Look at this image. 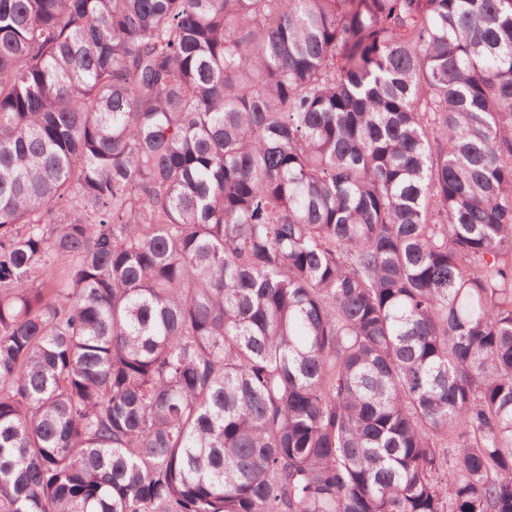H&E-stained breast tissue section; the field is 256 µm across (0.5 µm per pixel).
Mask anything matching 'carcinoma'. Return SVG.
I'll return each mask as SVG.
<instances>
[{
    "instance_id": "cac0c4a2",
    "label": "carcinoma",
    "mask_w": 512,
    "mask_h": 512,
    "mask_svg": "<svg viewBox=\"0 0 512 512\" xmlns=\"http://www.w3.org/2000/svg\"><path fill=\"white\" fill-rule=\"evenodd\" d=\"M0 512H512V0H0Z\"/></svg>"
}]
</instances>
